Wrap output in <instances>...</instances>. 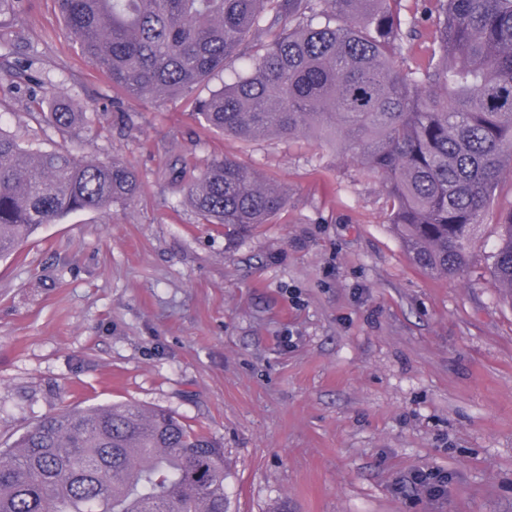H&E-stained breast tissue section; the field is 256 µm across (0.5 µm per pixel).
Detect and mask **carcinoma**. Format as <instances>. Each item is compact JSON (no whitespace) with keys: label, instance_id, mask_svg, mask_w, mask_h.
Here are the masks:
<instances>
[{"label":"carcinoma","instance_id":"carcinoma-1","mask_svg":"<svg viewBox=\"0 0 512 512\" xmlns=\"http://www.w3.org/2000/svg\"><path fill=\"white\" fill-rule=\"evenodd\" d=\"M82 54L135 98L224 84L193 112L225 135L344 140L383 183L389 223L413 260L454 278L512 168V0L432 6L423 66L404 65L412 30L401 0H55ZM35 119L82 138L88 115L63 93ZM141 190L121 161L23 145L0 128V260L44 224L109 211ZM209 224H269L287 193L248 167L212 159L187 184ZM492 273L512 292V210ZM224 449L161 408L109 404L42 418L0 448V512H227Z\"/></svg>","mask_w":512,"mask_h":512}]
</instances>
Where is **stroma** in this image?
I'll return each mask as SVG.
<instances>
[{"instance_id": "stroma-1", "label": "stroma", "mask_w": 512, "mask_h": 512, "mask_svg": "<svg viewBox=\"0 0 512 512\" xmlns=\"http://www.w3.org/2000/svg\"><path fill=\"white\" fill-rule=\"evenodd\" d=\"M0 127L71 143L34 113L48 85L95 107L82 149L144 191L43 225L0 261V444L76 405L161 407L224 448L228 512H512V299L491 272L504 172L473 260L417 267L383 184L314 134L246 142L193 96L134 99L80 52L54 0H12ZM228 157L288 192L269 224L202 223L172 166ZM448 476L445 495L410 485ZM412 485L429 497H439L446 489V477L429 471H418L411 476Z\"/></svg>"}]
</instances>
